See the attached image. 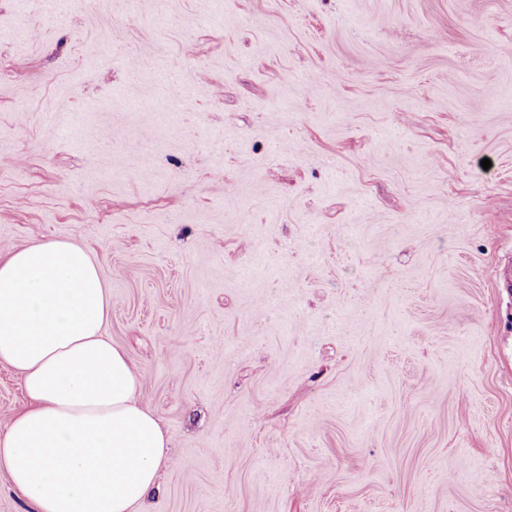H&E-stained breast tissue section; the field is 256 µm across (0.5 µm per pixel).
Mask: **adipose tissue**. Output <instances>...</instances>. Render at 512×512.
<instances>
[{
	"instance_id": "adipose-tissue-1",
	"label": "adipose tissue",
	"mask_w": 512,
	"mask_h": 512,
	"mask_svg": "<svg viewBox=\"0 0 512 512\" xmlns=\"http://www.w3.org/2000/svg\"><path fill=\"white\" fill-rule=\"evenodd\" d=\"M110 314L99 261L76 240L0 259V364L29 398L0 431V470L34 512H137L157 486L168 438Z\"/></svg>"
}]
</instances>
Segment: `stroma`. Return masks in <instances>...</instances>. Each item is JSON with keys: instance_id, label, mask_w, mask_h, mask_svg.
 <instances>
[{"instance_id": "1", "label": "stroma", "mask_w": 512, "mask_h": 512, "mask_svg": "<svg viewBox=\"0 0 512 512\" xmlns=\"http://www.w3.org/2000/svg\"><path fill=\"white\" fill-rule=\"evenodd\" d=\"M508 44L512 0H0V257L99 260L140 512H512Z\"/></svg>"}]
</instances>
